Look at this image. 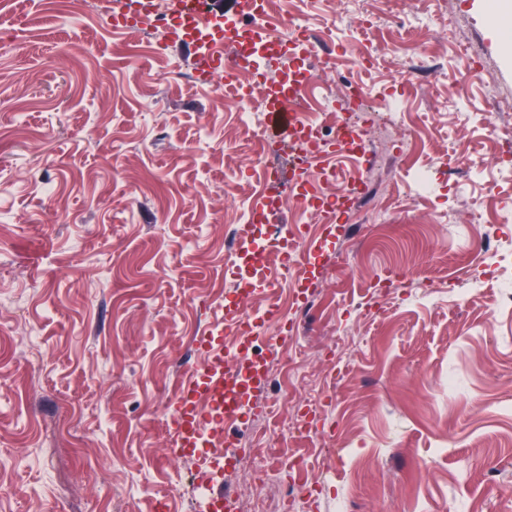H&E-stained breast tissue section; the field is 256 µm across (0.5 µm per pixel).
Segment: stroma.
Wrapping results in <instances>:
<instances>
[{"label": "stroma", "instance_id": "1", "mask_svg": "<svg viewBox=\"0 0 512 512\" xmlns=\"http://www.w3.org/2000/svg\"><path fill=\"white\" fill-rule=\"evenodd\" d=\"M488 2L365 0L369 36L341 25L334 69L306 59L318 95L366 83L420 135L409 157L406 134L391 144L369 222L288 210L310 226L302 284L278 283L295 329L264 348L273 375L248 387L232 446L293 512H512V310L493 277L512 269V170L483 126L489 104L512 114V41ZM144 9L0 0V512H189L196 467L168 453L171 400L203 360L194 337L223 342L239 300L249 261L226 262L224 227L295 176L290 131L262 119L249 134L232 99L186 73L196 48L180 31L152 54V27L109 29ZM418 44L443 73L397 79ZM471 44L483 72L469 80ZM367 50L380 61L365 73ZM462 143L480 165L453 175L443 159ZM261 155L278 183L252 166ZM484 195L493 259L459 207ZM467 275L481 283L469 299ZM209 478L239 501L260 491L235 463Z\"/></svg>", "mask_w": 512, "mask_h": 512}]
</instances>
